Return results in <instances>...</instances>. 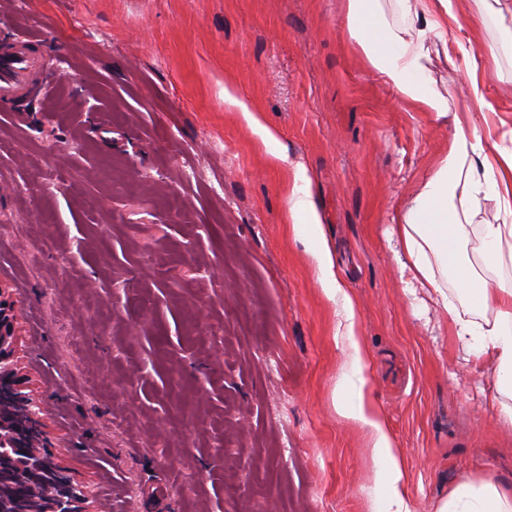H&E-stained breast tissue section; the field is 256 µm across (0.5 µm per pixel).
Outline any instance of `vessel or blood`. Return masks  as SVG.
I'll return each mask as SVG.
<instances>
[{"label": "vessel or blood", "instance_id": "b4317fda", "mask_svg": "<svg viewBox=\"0 0 512 512\" xmlns=\"http://www.w3.org/2000/svg\"><path fill=\"white\" fill-rule=\"evenodd\" d=\"M42 68V54L34 41L19 38L0 47V104L38 95Z\"/></svg>", "mask_w": 512, "mask_h": 512}]
</instances>
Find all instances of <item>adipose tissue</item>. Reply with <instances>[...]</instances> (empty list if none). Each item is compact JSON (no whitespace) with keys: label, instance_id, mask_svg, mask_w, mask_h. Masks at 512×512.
Listing matches in <instances>:
<instances>
[{"label":"adipose tissue","instance_id":"1","mask_svg":"<svg viewBox=\"0 0 512 512\" xmlns=\"http://www.w3.org/2000/svg\"><path fill=\"white\" fill-rule=\"evenodd\" d=\"M408 30L388 25L379 0H347L350 37L370 65L402 101L438 119H450L448 151L406 204L388 236L406 294L427 290L448 317V329L476 368L489 371L494 387L488 403L512 425V287L494 284L504 254L512 255V149L489 148L485 136L463 112H450L447 98L431 85L425 61L429 47L447 44L448 27L479 21L487 0H473L469 15L454 0H397ZM304 166H296L288 194L295 235L309 245L322 292L337 309L338 329L349 359L339 380L336 410L359 423L372 439L374 483L382 491L373 512H414L403 453L381 408L364 397L370 353L359 328L355 302L339 278L330 244L319 222ZM507 215L502 224L471 223L486 203ZM474 257H467V244ZM436 512H512V485L486 479L460 480L436 505Z\"/></svg>","mask_w":512,"mask_h":512}]
</instances>
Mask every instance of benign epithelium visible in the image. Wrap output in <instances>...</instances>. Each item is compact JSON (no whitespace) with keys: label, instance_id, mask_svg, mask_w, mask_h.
Wrapping results in <instances>:
<instances>
[{"label":"benign epithelium","instance_id":"1","mask_svg":"<svg viewBox=\"0 0 512 512\" xmlns=\"http://www.w3.org/2000/svg\"><path fill=\"white\" fill-rule=\"evenodd\" d=\"M19 332L16 304L10 289L0 280V389L11 394L10 402H0V432H8L13 448V454L0 458V464L9 467L21 483L44 486L39 509L33 507L23 487L17 486L27 503L25 512H112L106 501L94 500L88 487H81V494L74 498L70 487L57 489L50 480V473L66 476L68 471L50 449L42 420L46 405L27 393L28 375L15 350Z\"/></svg>","mask_w":512,"mask_h":512}]
</instances>
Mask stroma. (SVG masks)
<instances>
[{
  "instance_id": "1",
  "label": "stroma",
  "mask_w": 512,
  "mask_h": 512,
  "mask_svg": "<svg viewBox=\"0 0 512 512\" xmlns=\"http://www.w3.org/2000/svg\"><path fill=\"white\" fill-rule=\"evenodd\" d=\"M8 36L47 70L0 107V279L74 483L112 512H370V436L334 405L339 317L288 218L300 163L416 512L465 477L512 484L491 376L426 292L404 295L386 236L451 126L396 98L346 0H0ZM459 38L429 75L475 123L491 105L512 148V0Z\"/></svg>"
}]
</instances>
